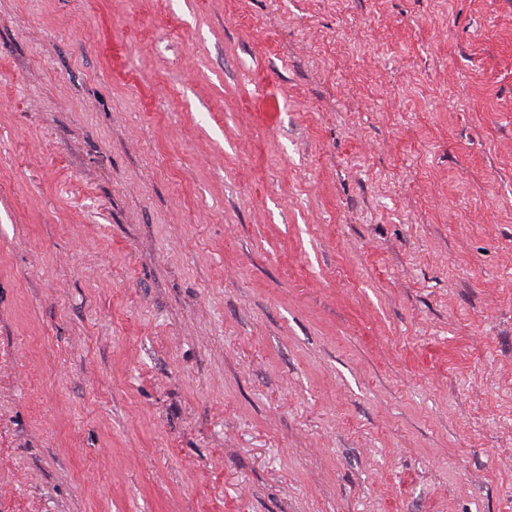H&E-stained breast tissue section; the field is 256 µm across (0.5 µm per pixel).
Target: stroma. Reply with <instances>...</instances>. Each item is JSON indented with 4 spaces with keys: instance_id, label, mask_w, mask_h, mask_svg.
<instances>
[{
    "instance_id": "stroma-1",
    "label": "stroma",
    "mask_w": 512,
    "mask_h": 512,
    "mask_svg": "<svg viewBox=\"0 0 512 512\" xmlns=\"http://www.w3.org/2000/svg\"><path fill=\"white\" fill-rule=\"evenodd\" d=\"M0 512H512V0H0Z\"/></svg>"
}]
</instances>
